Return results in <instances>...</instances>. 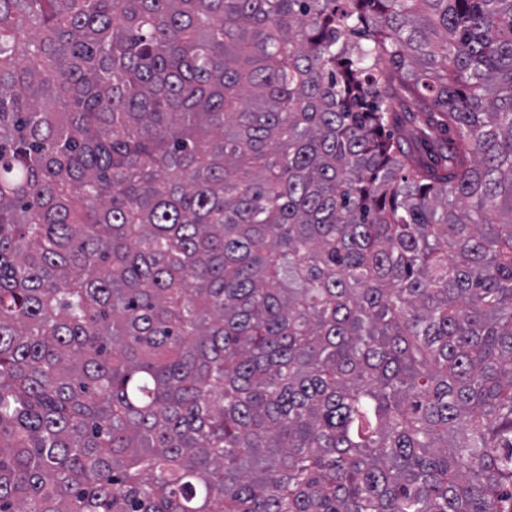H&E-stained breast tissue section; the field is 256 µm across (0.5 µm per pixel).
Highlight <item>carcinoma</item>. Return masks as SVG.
Here are the masks:
<instances>
[{
	"label": "carcinoma",
	"instance_id": "cac0c4a2",
	"mask_svg": "<svg viewBox=\"0 0 512 512\" xmlns=\"http://www.w3.org/2000/svg\"><path fill=\"white\" fill-rule=\"evenodd\" d=\"M0 512H512V0H0Z\"/></svg>",
	"mask_w": 512,
	"mask_h": 512
}]
</instances>
